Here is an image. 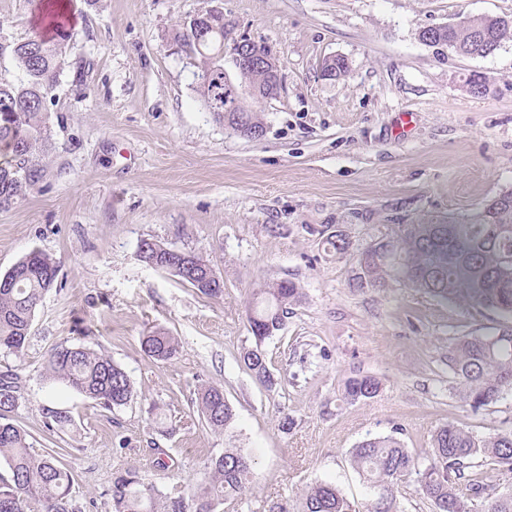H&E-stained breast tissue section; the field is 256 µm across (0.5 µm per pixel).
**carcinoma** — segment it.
Returning a JSON list of instances; mask_svg holds the SVG:
<instances>
[{
  "label": "carcinoma",
  "instance_id": "obj_1",
  "mask_svg": "<svg viewBox=\"0 0 512 512\" xmlns=\"http://www.w3.org/2000/svg\"><path fill=\"white\" fill-rule=\"evenodd\" d=\"M44 9L55 37L42 34L23 40L0 38V58L8 57L20 72L16 80L0 78V209L24 195L46 172L48 102L69 38L67 16ZM512 40V19L471 18L445 27L434 41L460 55L487 57ZM181 54L193 60L194 91L208 110L224 111V59L218 56L224 29L197 42L191 21L173 34ZM509 203L496 208L494 223L482 214L466 222L403 224L399 233L382 235L356 251L350 287L384 288L397 283L443 302L464 303L512 319V190L501 193ZM140 246L157 256L156 270L170 272L199 293L217 298L224 280L203 255L183 249L169 254V245L144 239ZM59 264L42 252H31L0 274V352L24 354L35 311L58 277ZM303 288L288 278L263 280L254 289L247 321L254 345L240 360L251 376L269 390L278 380L262 349L264 341L281 330L291 307L301 301ZM144 354L159 362L179 356L182 346L170 332L156 329L143 336ZM448 370L459 399L475 412L505 391H512V324L481 336H459L448 343ZM46 377L112 410L127 405L134 390L125 370L102 353L82 345L61 343L46 360ZM381 389L371 373L349 378L344 398L350 402L375 397ZM19 375L0 371V458L10 471L0 478V512H76L70 501L71 477L53 457L29 449L27 434L9 422L19 398ZM195 404L212 431H224L234 412L224 389L202 385ZM353 469L371 493L367 512H401L403 484L414 479L433 512H512V491L497 490L499 471L512 469V431L498 429L478 437L463 425L448 421L432 435L426 462L419 461L394 434L369 436L349 450ZM207 479L189 498L159 493L136 473L117 470L112 476L113 512H215L216 506L242 493L251 475L249 458L237 448L210 460ZM301 512H356L354 504L333 483H316L305 491Z\"/></svg>",
  "mask_w": 512,
  "mask_h": 512
}]
</instances>
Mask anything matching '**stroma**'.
<instances>
[{
	"mask_svg": "<svg viewBox=\"0 0 512 512\" xmlns=\"http://www.w3.org/2000/svg\"><path fill=\"white\" fill-rule=\"evenodd\" d=\"M213 4L72 0L46 175L0 209V274L33 251L61 263L23 357L0 354V370L21 377L9 419L32 453L70 473L76 512H112L119 469L189 496L205 461L228 448L243 450L252 475L216 512L295 506L319 482L363 510L368 491L348 452L364 438L398 428L422 457L448 421L480 437L512 427V391L472 412L446 365L451 338L493 332L503 317L396 284L350 288L352 257L321 234L342 231L361 248L404 224L469 218L512 190V41L472 58L418 38L426 26L512 17V0H223L225 18L278 56L279 96L250 103L266 123L258 141L207 111L172 40ZM37 15L35 0H0V36L36 35ZM334 55L349 71L328 80L321 65ZM474 74L486 94L467 91ZM145 238L201 253L223 296L146 266ZM276 278L298 282L303 298L262 345L281 380L269 391L240 355L253 342L252 290ZM155 328L178 337L177 359L144 355ZM63 342L111 357L133 400L109 411L46 384L47 355ZM361 373L382 389L348 402L343 385ZM203 384L224 389L235 413L226 431L207 428L194 404ZM48 406L68 411L70 425L46 418Z\"/></svg>",
	"mask_w": 512,
	"mask_h": 512,
	"instance_id": "obj_1",
	"label": "stroma"
}]
</instances>
